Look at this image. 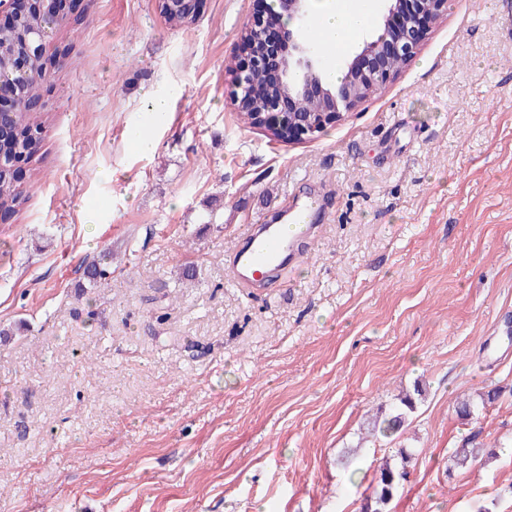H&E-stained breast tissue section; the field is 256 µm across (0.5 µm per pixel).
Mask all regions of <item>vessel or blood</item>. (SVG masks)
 <instances>
[{"label": "vessel or blood", "mask_w": 512, "mask_h": 512, "mask_svg": "<svg viewBox=\"0 0 512 512\" xmlns=\"http://www.w3.org/2000/svg\"><path fill=\"white\" fill-rule=\"evenodd\" d=\"M320 208L319 197L310 196L285 206L281 223L251 226L245 249L236 251L232 263L235 284L252 288L271 285L288 261L301 258V241L314 235V217Z\"/></svg>", "instance_id": "vessel-or-blood-1"}]
</instances>
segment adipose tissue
<instances>
[{
    "mask_svg": "<svg viewBox=\"0 0 512 512\" xmlns=\"http://www.w3.org/2000/svg\"><path fill=\"white\" fill-rule=\"evenodd\" d=\"M378 8L379 0H315L309 31L316 35L319 45L335 49L334 54L323 57L329 79L340 76V59L371 28Z\"/></svg>",
    "mask_w": 512,
    "mask_h": 512,
    "instance_id": "ef3b65f1",
    "label": "adipose tissue"
}]
</instances>
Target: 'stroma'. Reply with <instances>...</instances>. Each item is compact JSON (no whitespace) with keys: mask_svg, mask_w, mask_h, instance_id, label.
Masks as SVG:
<instances>
[{"mask_svg":"<svg viewBox=\"0 0 512 512\" xmlns=\"http://www.w3.org/2000/svg\"><path fill=\"white\" fill-rule=\"evenodd\" d=\"M254 3L171 29L156 0H77L56 34L40 178L0 223V512H360L400 447L390 512H512V0H450L412 61L295 143L237 116ZM149 91L168 112L143 156ZM318 181L306 258L235 286L246 230ZM418 381L406 430L359 448ZM473 436L498 458L449 469ZM112 261V250L106 248L98 258H93L87 262L84 268V275L90 286H96L102 280H105L112 274L110 262Z\"/></svg>","mask_w":512,"mask_h":512,"instance_id":"obj_1","label":"stroma"}]
</instances>
